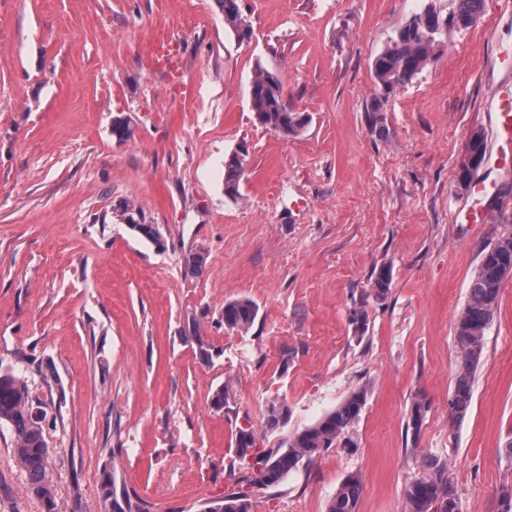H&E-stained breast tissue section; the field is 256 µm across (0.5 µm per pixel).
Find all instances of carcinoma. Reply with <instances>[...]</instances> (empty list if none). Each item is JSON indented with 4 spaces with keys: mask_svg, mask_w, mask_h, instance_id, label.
Listing matches in <instances>:
<instances>
[{
    "mask_svg": "<svg viewBox=\"0 0 512 512\" xmlns=\"http://www.w3.org/2000/svg\"><path fill=\"white\" fill-rule=\"evenodd\" d=\"M224 13L226 25L238 40L249 38V29L240 26L242 17L239 0H216ZM456 7L448 13L451 27L467 28L479 17L482 0H455ZM443 15L432 3L414 13L408 22L389 39L375 56L372 64L377 97L368 111L370 129L382 130L385 115L381 111L380 95L416 79L434 60L444 30L439 28ZM251 111L256 121L284 138L294 137L307 125V117L295 112L283 94L280 79L272 78L263 67L256 69L249 90ZM243 175L234 155L224 159V194L235 201L240 196ZM121 210L131 218V229L142 237L158 241V225L148 224L142 214L129 203ZM512 276V232L503 234L484 252L471 281L468 300L454 324V342L458 353L454 389L448 398V417L455 421L468 412L472 401V382L482 354L483 339L498 309L504 280ZM391 271L381 268L374 280L376 297L390 290ZM257 316L256 304L248 298L224 303V326L246 332ZM367 391L352 393L334 410L316 423L288 438L286 448L257 447L252 427L240 426L234 433V451L238 461L247 468L248 485L269 489L281 484L294 470L315 460L324 450L335 446L358 421L366 402ZM47 412L35 404L28 380L11 367L0 366V425L9 428L14 436L12 453L21 465L31 493L38 499L42 512H62L57 497L51 464L58 449L51 448L45 437ZM288 420V409L271 404L267 410L266 426L275 429ZM429 475L415 480L406 490L409 512H459L456 495L448 481L447 464L435 457L425 459ZM101 498L114 504L113 512H149L148 504L128 493L117 496L114 474L104 470L100 484ZM362 492L358 476L347 477L330 500L327 512H356ZM252 503L244 492H232L200 505V512H251Z\"/></svg>",
    "mask_w": 512,
    "mask_h": 512,
    "instance_id": "1",
    "label": "carcinoma"
}]
</instances>
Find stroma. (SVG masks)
Wrapping results in <instances>:
<instances>
[{
    "label": "stroma",
    "instance_id": "1",
    "mask_svg": "<svg viewBox=\"0 0 512 512\" xmlns=\"http://www.w3.org/2000/svg\"><path fill=\"white\" fill-rule=\"evenodd\" d=\"M429 1L454 7L239 0L254 32L241 43L216 0H0V365L46 405V440L65 451L54 465L64 512H112L98 495L106 467L150 512H197L244 490L230 467L236 426L280 448L362 388L346 438L279 486L248 490L252 512H327L351 474L357 512H406L426 455L447 463L459 512H500L512 492V278L463 419H449L448 397L454 323L481 253L512 232V158L477 172L490 193L456 183L472 132L494 130L488 85L506 75L512 0H484L476 23L449 30L373 133V59ZM161 33L185 46L179 95L150 67ZM260 66L307 115L299 135L256 121ZM118 117L135 127L128 141L112 133ZM240 150L233 202L224 159ZM128 200L161 242L117 220ZM384 266L392 283L379 299ZM239 297L258 306L245 333L222 318ZM273 402L288 410L275 430ZM12 443L0 427V512H41Z\"/></svg>",
    "mask_w": 512,
    "mask_h": 512
}]
</instances>
